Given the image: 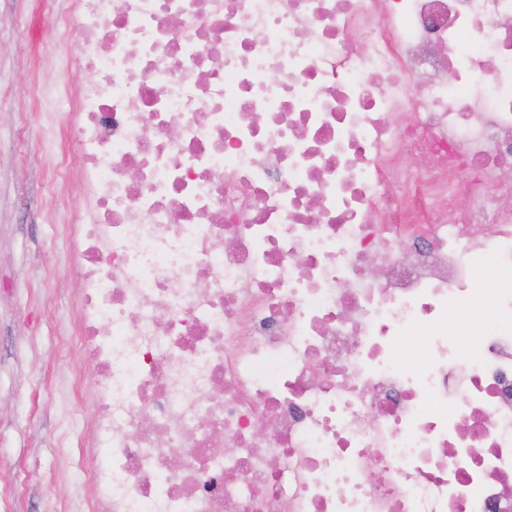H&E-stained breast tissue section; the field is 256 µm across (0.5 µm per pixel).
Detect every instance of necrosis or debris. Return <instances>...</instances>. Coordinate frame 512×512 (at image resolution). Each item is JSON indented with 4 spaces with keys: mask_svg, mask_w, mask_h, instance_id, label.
Instances as JSON below:
<instances>
[{
    "mask_svg": "<svg viewBox=\"0 0 512 512\" xmlns=\"http://www.w3.org/2000/svg\"><path fill=\"white\" fill-rule=\"evenodd\" d=\"M55 27L95 512H512V0Z\"/></svg>",
    "mask_w": 512,
    "mask_h": 512,
    "instance_id": "1",
    "label": "necrosis or debris"
}]
</instances>
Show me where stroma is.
<instances>
[{
  "instance_id": "stroma-1",
  "label": "stroma",
  "mask_w": 512,
  "mask_h": 512,
  "mask_svg": "<svg viewBox=\"0 0 512 512\" xmlns=\"http://www.w3.org/2000/svg\"><path fill=\"white\" fill-rule=\"evenodd\" d=\"M74 5L0 0V512H91L78 443L94 381L69 238L83 200L52 148L73 119L59 86L87 79L50 21Z\"/></svg>"
}]
</instances>
